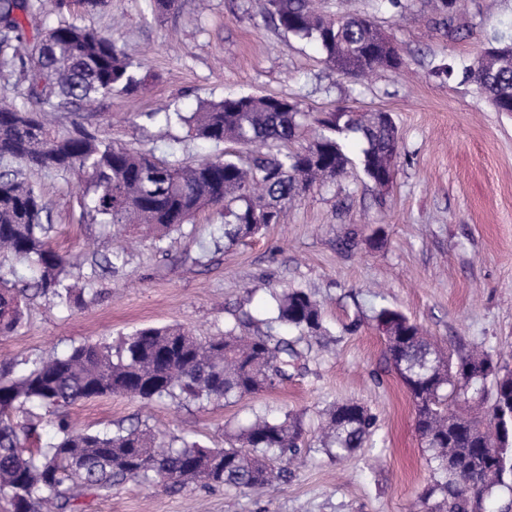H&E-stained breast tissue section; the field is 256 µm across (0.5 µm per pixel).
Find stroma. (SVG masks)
Here are the masks:
<instances>
[{"mask_svg": "<svg viewBox=\"0 0 512 512\" xmlns=\"http://www.w3.org/2000/svg\"><path fill=\"white\" fill-rule=\"evenodd\" d=\"M404 2L394 10L386 0H314L327 15L345 9L369 16L407 65L402 75L380 70L356 78L327 65L313 40L265 22L252 0H178L163 13L148 0H112L95 14L72 0L69 20L114 37L143 62L144 88L52 113L56 129L76 120L168 162L220 151L244 159L242 145L216 149L186 124L147 115L167 103L189 114L230 96L275 95L313 115L343 106L389 113L400 155L390 187L378 191L359 164L355 135H348L345 169L302 192L279 223L224 247V218L207 208L161 251L142 233L93 223L76 178L28 171L51 206L52 246L78 263L70 282L81 301L65 308L31 297L18 329L0 335V360L61 355L88 340L114 344L148 327L216 334L244 312L270 317L272 292L287 288L310 293L323 316L320 336L288 381L257 396L200 406L115 395L67 410L77 430L144 420L158 435L188 432L211 448L224 447L226 430L254 415L290 412L301 420L303 444L287 479L261 495L128 483L107 495L84 492L71 512H411L430 470L409 395L385 369L374 308L402 312L441 348L475 346L512 368V112L495 111L472 83L434 73L442 63L470 67L490 41L511 39L512 0H459L462 34L454 39L441 25L443 0ZM116 255L115 272L90 265ZM346 400L367 405L377 429L339 462L319 449L317 430L326 411Z\"/></svg>", "mask_w": 512, "mask_h": 512, "instance_id": "stroma-1", "label": "stroma"}]
</instances>
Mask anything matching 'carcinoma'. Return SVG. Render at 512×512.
I'll use <instances>...</instances> for the list:
<instances>
[{"instance_id": "obj_1", "label": "carcinoma", "mask_w": 512, "mask_h": 512, "mask_svg": "<svg viewBox=\"0 0 512 512\" xmlns=\"http://www.w3.org/2000/svg\"><path fill=\"white\" fill-rule=\"evenodd\" d=\"M69 0H53L56 20L47 21L44 0H0V63L8 64L12 41L27 42L26 53L48 52L46 68L32 72L23 63L25 100L0 105V167L72 173L83 183L84 207L92 220L110 228L132 225L162 242L199 210L224 211V244L259 234L301 188L332 178L348 163L338 135H357L363 145L360 165L383 190L390 160L399 150L393 119L346 109L317 118L321 132L301 151L258 152L250 162L216 156L191 164L165 163L145 150L112 144L74 121L60 131L46 119L73 104L99 97L133 95L142 86L134 62L117 41L79 26L66 16ZM262 16L302 39H313L325 61L353 77L401 71V54L389 49L387 36L369 17L346 12L325 17L310 0H260ZM34 38L26 40L28 28ZM512 43L487 48L466 78L498 112H512ZM165 119L190 126L195 138L219 147L226 141L268 147L292 140L307 116L298 102L272 95H241L209 102L186 115L164 110ZM51 209L18 171H0V252L33 267L34 294L71 304L67 284L73 263L50 244ZM28 289L8 285L0 273V335L14 332L23 316ZM274 316L265 329L249 317L222 336L200 340L179 326L141 329L117 350L83 342L61 356L0 367V499L11 512H66L85 489L109 493L133 482L141 487H231L261 491L281 478V464L298 455L297 418L258 416L237 427L228 446L209 448L187 437L160 440L141 422L112 429L71 428L67 407L88 399L122 395L144 401L184 399L201 406L234 403L288 380L301 353L296 341L279 333L287 327L299 338L322 330L319 304L302 289L273 295ZM373 321L385 337V359L406 387L413 404L415 430L430 455L431 484L415 512H484V502L503 487L512 488V443L505 448L482 429L484 404L495 395L493 381L462 376L457 364L493 360L484 351L441 350L426 331L403 313L382 307ZM252 329L242 336L236 328ZM45 408L55 415L56 438L45 448L25 447L35 425H21L16 414ZM377 427L362 403L347 400L326 413L319 443L338 461L363 447Z\"/></svg>"}]
</instances>
